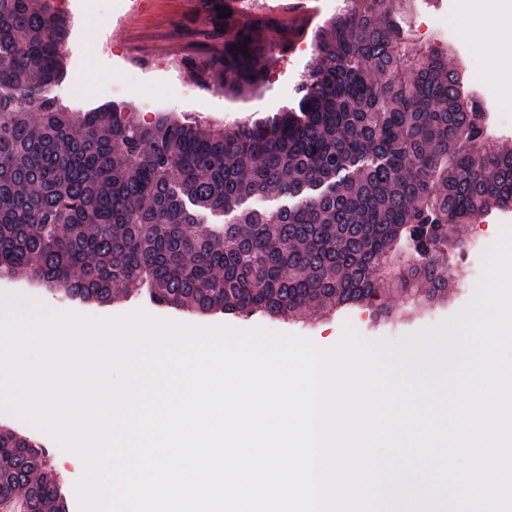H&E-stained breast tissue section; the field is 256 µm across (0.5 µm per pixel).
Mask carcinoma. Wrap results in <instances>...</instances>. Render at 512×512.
<instances>
[{
  "mask_svg": "<svg viewBox=\"0 0 512 512\" xmlns=\"http://www.w3.org/2000/svg\"><path fill=\"white\" fill-rule=\"evenodd\" d=\"M224 9L234 34L197 78L238 94L267 81L271 59L260 22ZM68 32L54 0H0V275L79 302L145 289L203 314L334 304L392 324L380 280L447 303L466 227L512 208V150L490 144L448 57L410 47L396 0H345L294 107L209 131L113 108L74 118L48 95ZM45 464L0 428V512H65Z\"/></svg>",
  "mask_w": 512,
  "mask_h": 512,
  "instance_id": "1",
  "label": "carcinoma"
}]
</instances>
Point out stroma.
<instances>
[{"label":"stroma","mask_w":512,"mask_h":512,"mask_svg":"<svg viewBox=\"0 0 512 512\" xmlns=\"http://www.w3.org/2000/svg\"><path fill=\"white\" fill-rule=\"evenodd\" d=\"M128 2L97 0L89 17L71 18V34L65 50L67 75L51 88V96L75 112L112 102L129 105L144 123L152 122L153 117L143 111V104L159 101L174 115L213 126L244 118H262L292 106L301 75L312 58L313 39L320 24L343 5V0H268L267 5L256 6L253 17L268 20L276 29L288 28L292 43L287 50L276 51L264 85L238 95H227L213 85H200L188 93L178 82L179 73L185 70V59L202 60L224 49V40L230 32L216 9L217 0H143L136 13L129 10ZM107 36L112 39L111 53L98 52V45ZM125 52L148 56V70L129 71L120 59ZM489 56L488 44L468 39L463 48L449 53L448 61L460 64L472 75L486 97L484 108L492 129L511 149L512 106L502 100L489 99L492 86L483 77ZM447 274L456 284L453 309L436 311L426 306L416 325L390 328L377 326L370 308L365 306L304 319L220 311L200 315L187 308L155 305L144 294L123 297L105 306L80 304L59 299L43 289L33 290L27 280L3 277H0V311L27 300L59 314L89 318L121 317L141 310L153 318L191 327L260 328L273 334L301 337L323 349L338 345L349 329L369 348L384 340L397 342L437 327L465 310L476 291L459 285L455 267H448ZM0 426L12 428L47 449L48 479L58 487L68 512H80L76 485L83 473L73 452L62 448L49 433L4 406H0Z\"/></svg>","instance_id":"35a3bbf8"}]
</instances>
